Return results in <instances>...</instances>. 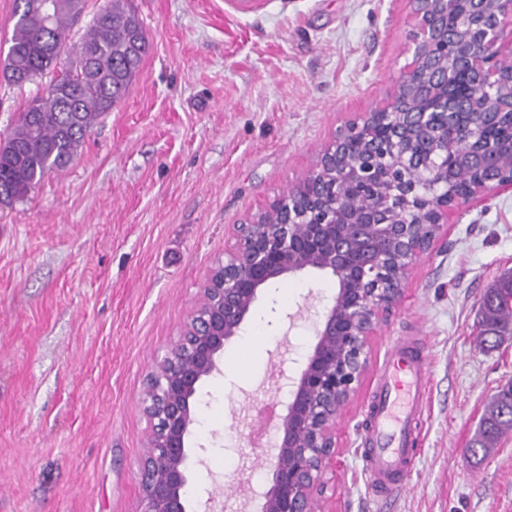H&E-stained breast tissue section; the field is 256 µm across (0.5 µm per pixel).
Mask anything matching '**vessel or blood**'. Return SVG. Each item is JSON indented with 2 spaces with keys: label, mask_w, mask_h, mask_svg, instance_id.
Here are the masks:
<instances>
[{
  "label": "vessel or blood",
  "mask_w": 512,
  "mask_h": 512,
  "mask_svg": "<svg viewBox=\"0 0 512 512\" xmlns=\"http://www.w3.org/2000/svg\"><path fill=\"white\" fill-rule=\"evenodd\" d=\"M429 381L428 365L408 337L394 340L372 401L365 437L364 469L377 496L406 487L419 438V420Z\"/></svg>",
  "instance_id": "1"
}]
</instances>
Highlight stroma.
<instances>
[{
	"mask_svg": "<svg viewBox=\"0 0 512 512\" xmlns=\"http://www.w3.org/2000/svg\"><path fill=\"white\" fill-rule=\"evenodd\" d=\"M151 49L70 165L0 205V512H139L148 376L178 340L234 225L307 174L352 112L382 103L411 60L408 0H133ZM44 80L0 74V139ZM512 269V196L448 215L414 269L336 421L325 512H512V432L465 448L512 382V339L484 350L482 295ZM335 289L318 272L263 291L223 372L200 392L193 445L223 512H258L279 368L296 374ZM430 361L423 434L406 488L376 499L361 448L398 336Z\"/></svg>",
	"mask_w": 512,
	"mask_h": 512,
	"instance_id": "stroma-1",
	"label": "stroma"
}]
</instances>
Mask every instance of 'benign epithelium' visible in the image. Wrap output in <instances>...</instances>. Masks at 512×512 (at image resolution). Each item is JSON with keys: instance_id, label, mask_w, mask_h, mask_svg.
<instances>
[{"instance_id": "1", "label": "benign epithelium", "mask_w": 512, "mask_h": 512, "mask_svg": "<svg viewBox=\"0 0 512 512\" xmlns=\"http://www.w3.org/2000/svg\"><path fill=\"white\" fill-rule=\"evenodd\" d=\"M412 60L386 102L336 128L310 172L234 225L233 243L210 270L197 308L159 361L143 392L148 424L141 461L140 512H192L188 485L202 464L189 446L199 392L221 373L262 291L316 270L336 292L315 326V342L296 375L281 374L290 400L276 423L271 480L261 512H324L323 473L335 455L336 419L367 366L370 336L399 303L417 261L448 223V211L490 195L512 194V174L492 166L482 130L508 115L512 79V0H455L477 23L463 28L448 0H409ZM482 120L467 127L469 166L448 157V114Z\"/></svg>"}]
</instances>
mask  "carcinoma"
Here are the masks:
<instances>
[{"instance_id": "cac0c4a2", "label": "carcinoma", "mask_w": 512, "mask_h": 512, "mask_svg": "<svg viewBox=\"0 0 512 512\" xmlns=\"http://www.w3.org/2000/svg\"><path fill=\"white\" fill-rule=\"evenodd\" d=\"M49 10H43L44 2ZM15 23L5 59L7 80L23 86L69 65L51 86L34 96L0 143V189L19 200L50 172L64 170L78 154L97 121L125 97L149 52L146 30L131 0H108L76 43H69L85 0H14ZM498 152L495 161L512 165V129H487ZM481 342L488 348L512 336V273L502 276L482 297ZM512 430V384L488 403L466 453L487 457L499 438Z\"/></svg>"}]
</instances>
